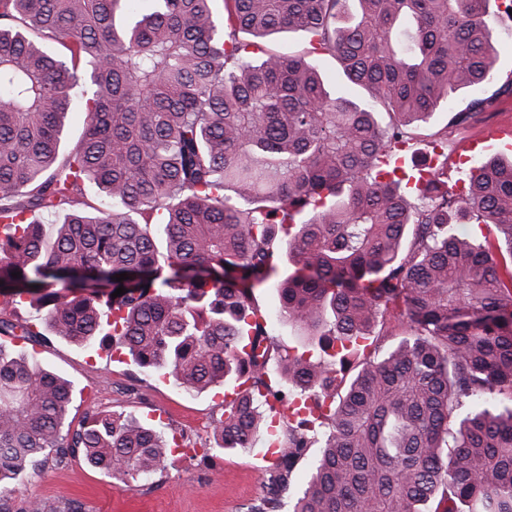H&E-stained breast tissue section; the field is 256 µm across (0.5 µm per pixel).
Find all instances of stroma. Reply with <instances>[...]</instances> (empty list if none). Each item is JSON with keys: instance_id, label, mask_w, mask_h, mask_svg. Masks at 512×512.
I'll list each match as a JSON object with an SVG mask.
<instances>
[{"instance_id": "35a3bbf8", "label": "stroma", "mask_w": 512, "mask_h": 512, "mask_svg": "<svg viewBox=\"0 0 512 512\" xmlns=\"http://www.w3.org/2000/svg\"><path fill=\"white\" fill-rule=\"evenodd\" d=\"M485 25L494 50L497 81L512 76V21L500 11L499 0H490ZM263 48L290 55H308L330 92L346 93L359 101L367 91L352 84L339 61L329 55L309 54V36L279 32L267 37ZM494 84L471 86L440 103L428 121L414 130L417 159L431 154L430 144L447 135L448 179L456 181L477 161L497 154L500 148L489 135L494 128L512 125V99L501 100L494 111L476 116L460 127L449 126L450 108L462 109L475 98L491 95ZM38 352L43 367L63 377L73 387L69 419L81 424L86 414L107 411L142 418L159 430L180 434L185 450L168 456L161 471L138 487L83 460L60 464L47 462L7 497L20 512L35 500L46 512H246L267 493L268 464L264 439L248 449L219 450L211 422L223 411L224 387L188 393L172 379L140 373L111 352H88L52 336H35L28 343Z\"/></svg>"}]
</instances>
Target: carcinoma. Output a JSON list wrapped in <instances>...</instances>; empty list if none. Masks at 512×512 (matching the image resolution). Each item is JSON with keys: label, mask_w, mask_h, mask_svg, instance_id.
I'll use <instances>...</instances> for the list:
<instances>
[{"label": "carcinoma", "mask_w": 512, "mask_h": 512, "mask_svg": "<svg viewBox=\"0 0 512 512\" xmlns=\"http://www.w3.org/2000/svg\"><path fill=\"white\" fill-rule=\"evenodd\" d=\"M215 2L0 0V486L79 456L133 484L170 448L134 416L71 430V384L18 344L42 327L188 392L250 382L212 421L219 448H278L247 512H512V160L458 193L396 165L412 123L492 78L489 0H224L220 27ZM285 30L370 101L239 39ZM59 212L49 239L35 214ZM473 219L493 236L457 232ZM272 283L299 347L266 330ZM21 306L42 322L4 317ZM270 399L321 421L277 424Z\"/></svg>", "instance_id": "1"}]
</instances>
